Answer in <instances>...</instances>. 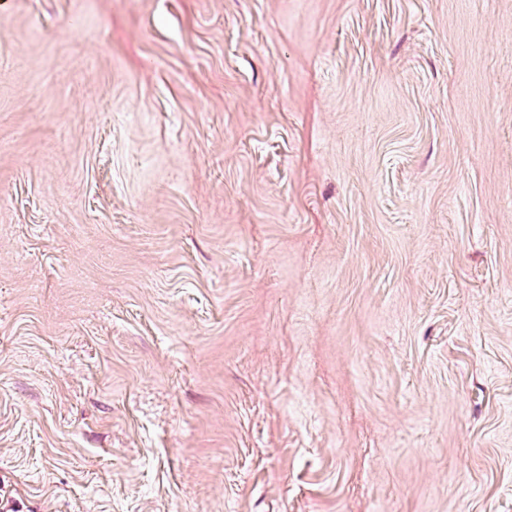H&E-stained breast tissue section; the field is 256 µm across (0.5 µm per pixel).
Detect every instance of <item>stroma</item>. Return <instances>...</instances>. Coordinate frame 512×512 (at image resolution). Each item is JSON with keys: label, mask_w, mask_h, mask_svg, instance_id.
I'll return each instance as SVG.
<instances>
[{"label": "stroma", "mask_w": 512, "mask_h": 512, "mask_svg": "<svg viewBox=\"0 0 512 512\" xmlns=\"http://www.w3.org/2000/svg\"><path fill=\"white\" fill-rule=\"evenodd\" d=\"M0 512H512V0H0Z\"/></svg>", "instance_id": "35a3bbf8"}]
</instances>
